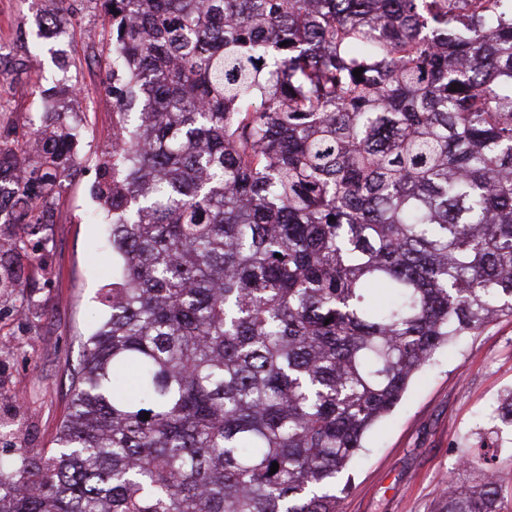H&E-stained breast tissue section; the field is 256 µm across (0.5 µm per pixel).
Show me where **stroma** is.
Wrapping results in <instances>:
<instances>
[{
  "label": "stroma",
  "mask_w": 512,
  "mask_h": 512,
  "mask_svg": "<svg viewBox=\"0 0 512 512\" xmlns=\"http://www.w3.org/2000/svg\"><path fill=\"white\" fill-rule=\"evenodd\" d=\"M74 25L65 39H49L39 62L16 73L15 60L33 44L46 0H0V132L24 135L40 90L56 74L63 48L76 93L60 97L69 122L86 134L67 187L49 196L53 215L48 245H33L13 262L36 313L16 315L0 301V419L13 418L24 448L54 447L72 395V376L84 355L90 327L102 311L104 267L112 252L92 195L98 160L112 146V94L102 56L103 0H70ZM512 391V316L440 348L412 380L402 402L365 436L346 468L338 512H441L446 483L471 486L481 473L463 468L495 428L498 399Z\"/></svg>",
  "instance_id": "1"
}]
</instances>
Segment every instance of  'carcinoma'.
Instances as JSON below:
<instances>
[{
    "label": "carcinoma",
    "mask_w": 512,
    "mask_h": 512,
    "mask_svg": "<svg viewBox=\"0 0 512 512\" xmlns=\"http://www.w3.org/2000/svg\"><path fill=\"white\" fill-rule=\"evenodd\" d=\"M104 3L108 315L56 447L0 455V512H337L434 353L512 314V0ZM54 89L35 152L0 134V289L82 136ZM499 441L446 512H501Z\"/></svg>",
    "instance_id": "cac0c4a2"
}]
</instances>
